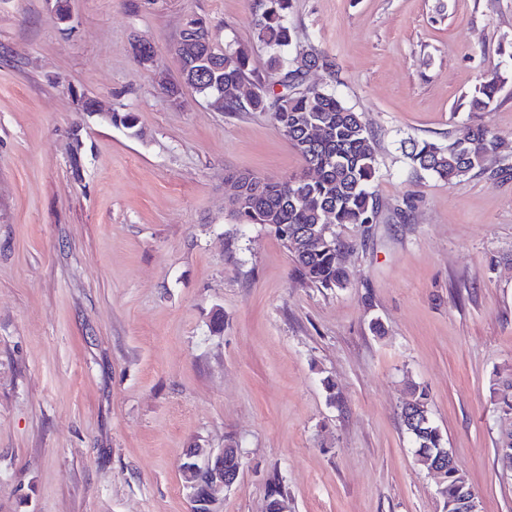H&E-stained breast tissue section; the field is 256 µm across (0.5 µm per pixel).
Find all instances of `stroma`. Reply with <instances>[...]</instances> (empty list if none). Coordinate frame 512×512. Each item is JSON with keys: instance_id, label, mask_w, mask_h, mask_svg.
<instances>
[{"instance_id": "stroma-1", "label": "stroma", "mask_w": 512, "mask_h": 512, "mask_svg": "<svg viewBox=\"0 0 512 512\" xmlns=\"http://www.w3.org/2000/svg\"><path fill=\"white\" fill-rule=\"evenodd\" d=\"M0 0V512H190L187 448L236 441L220 512H442L399 412L429 393L482 512H512L493 376H512V174L446 184L405 140L444 143L483 114L512 165V0H292L309 80L375 137V223L339 233L348 285L310 286L273 230L237 224L224 176L283 181L304 160L265 114L180 84L188 16L268 51L248 0ZM150 42L162 69L140 64ZM131 111L140 137L82 112ZM82 166L71 167L74 140ZM224 312L212 330L215 309ZM505 78L496 75L478 86L467 101L469 112H485L494 101Z\"/></svg>"}]
</instances>
